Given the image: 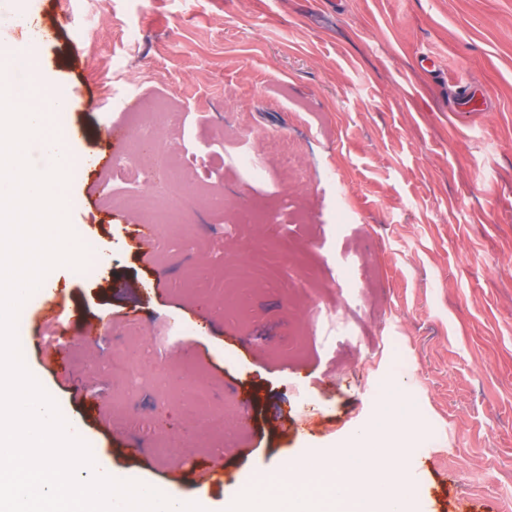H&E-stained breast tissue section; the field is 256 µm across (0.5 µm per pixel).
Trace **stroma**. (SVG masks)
Returning <instances> with one entry per match:
<instances>
[{
	"label": "stroma",
	"mask_w": 512,
	"mask_h": 512,
	"mask_svg": "<svg viewBox=\"0 0 512 512\" xmlns=\"http://www.w3.org/2000/svg\"><path fill=\"white\" fill-rule=\"evenodd\" d=\"M32 3L0 44L34 45L68 92L48 132L92 131L64 191L89 263L45 277L68 294L66 372L21 349L91 452L219 502L347 446L393 389L409 410L375 455L413 512H512V0ZM146 122L178 142L174 178L105 194L84 159L130 157ZM147 202L183 224L146 250ZM187 378L212 410L245 395L244 420L197 434ZM264 152L268 160L279 165L288 171H299L300 165L296 156L288 149L286 150L278 141H268L265 144Z\"/></svg>",
	"instance_id": "obj_1"
}]
</instances>
